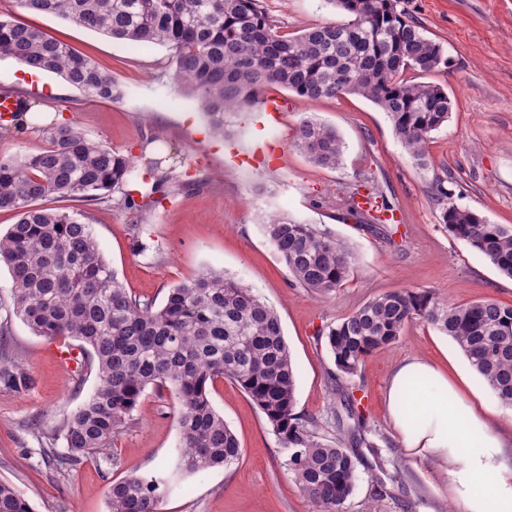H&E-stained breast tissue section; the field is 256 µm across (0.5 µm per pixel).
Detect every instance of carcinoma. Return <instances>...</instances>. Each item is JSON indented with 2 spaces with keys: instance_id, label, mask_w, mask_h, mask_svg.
Instances as JSON below:
<instances>
[{
  "instance_id": "carcinoma-1",
  "label": "carcinoma",
  "mask_w": 512,
  "mask_h": 512,
  "mask_svg": "<svg viewBox=\"0 0 512 512\" xmlns=\"http://www.w3.org/2000/svg\"><path fill=\"white\" fill-rule=\"evenodd\" d=\"M349 16L295 35L280 31L262 0H17L30 13L61 16L116 40L171 51L174 85L192 96L213 133L224 117L259 103L268 86L309 100L353 94L389 118L407 152L426 163L432 132L448 123L453 103L437 84L415 82L446 63L444 49L398 9L400 0H327ZM0 58H13L100 99L121 92L112 76L67 43L20 19L0 18ZM0 138L27 129L31 106L18 92ZM295 146L321 166L341 165L344 142L336 129L312 118L298 126ZM153 157L141 172L131 158L87 138L67 122L48 128L47 146L32 155H0V210L17 221L0 235V262L12 274L11 315L38 336L79 342L77 363L95 373L93 393L57 426L43 432L48 459L68 467L105 457L133 424V412L150 388L177 400L180 445L172 475L184 479L240 457L236 436L214 408L210 386L227 378L265 415L286 454L284 466L300 491L322 512H340L359 480L362 458L351 448L366 439L360 403L340 392V405L357 425L331 438L295 413L296 376L277 312L243 282L205 271L169 289L165 301L133 295L104 260L86 212L48 208L67 199L113 202L146 211L171 189L193 184ZM442 223L512 278V227L493 224L454 204ZM262 231L294 282L314 293L340 288L352 273L354 251L329 229L274 213ZM419 319L449 336L500 402L512 407V305L492 299L450 304L429 290L378 295L323 333L337 374H358L373 351L399 339ZM32 377L16 356L0 359V387L26 388ZM66 449L60 457L57 443ZM168 480L131 476L112 485L108 512H160ZM0 512H33L29 501L0 481Z\"/></svg>"
}]
</instances>
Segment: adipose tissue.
I'll return each instance as SVG.
<instances>
[{
    "instance_id": "ef3b65f1",
    "label": "adipose tissue",
    "mask_w": 512,
    "mask_h": 512,
    "mask_svg": "<svg viewBox=\"0 0 512 512\" xmlns=\"http://www.w3.org/2000/svg\"><path fill=\"white\" fill-rule=\"evenodd\" d=\"M387 400L404 448L434 456L467 512H512L504 441L441 370L419 358L403 361L391 374Z\"/></svg>"
}]
</instances>
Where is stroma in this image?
Masks as SVG:
<instances>
[{
  "label": "stroma",
  "instance_id": "1",
  "mask_svg": "<svg viewBox=\"0 0 512 512\" xmlns=\"http://www.w3.org/2000/svg\"><path fill=\"white\" fill-rule=\"evenodd\" d=\"M263 5L290 34L346 18L328 0ZM403 6L426 37L443 45L446 64L422 79L443 86L453 102L447 125L430 136L424 167L396 139L385 113L353 95L312 101L269 87L264 97L288 105L281 124H268L259 108H247L228 116L224 137L213 136L197 102L174 90L167 47H134L52 14L24 12L16 0H0V17L21 19L68 42L111 74L121 91L112 101L96 99L56 74L31 76L16 60L0 59V89L26 92L37 108L26 133L0 140V155L38 153L46 145L44 125L59 120L123 153L140 154L155 137L177 149L196 187L176 190L143 213L106 203L86 206L104 259L132 294L159 303L170 288L208 269L248 284L281 319L296 374V412L329 437L351 421L334 416L336 367L321 335L327 326L401 288L430 290L453 304L490 298L512 305V280L454 239L440 220L443 207L453 203L512 226V0H404ZM308 117L342 136L339 167L318 166L295 147L298 126ZM369 179L391 205L393 223L370 226L348 215L349 192ZM442 187L452 190L451 199L440 197ZM269 211L327 227L349 244L356 264L347 283L321 295L295 285L259 224ZM0 344L19 353L32 376L27 388L0 387V480L12 483L35 512H107L112 484L130 475L169 479L160 512H321L287 474L285 454L264 414L225 379L214 383L210 399L239 440L236 464L173 478L178 403L169 392L150 388L134 413L135 426L115 444L118 465L88 461L71 471L48 466L42 429L75 410L96 378L57 361L58 351L73 347V340L35 335L19 317H12ZM412 357L439 367L512 440V408L499 402L450 337L413 320L345 383L361 402L371 445L362 451L360 478L342 512H465L437 462L407 454L392 426L389 376Z\"/></svg>",
  "mask_w": 512,
  "mask_h": 512
}]
</instances>
